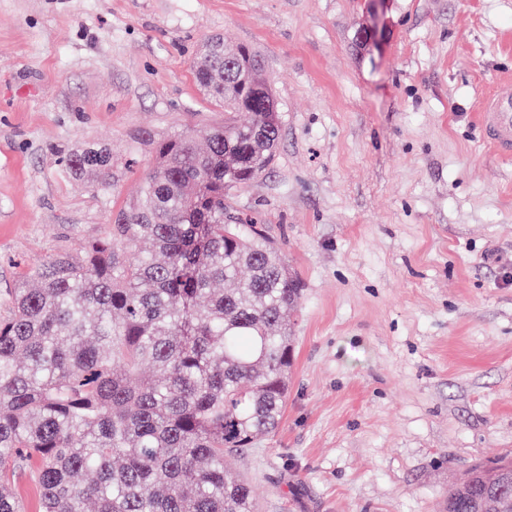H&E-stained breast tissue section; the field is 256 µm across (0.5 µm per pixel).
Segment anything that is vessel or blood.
I'll return each instance as SVG.
<instances>
[{
    "label": "vessel or blood",
    "instance_id": "b4317fda",
    "mask_svg": "<svg viewBox=\"0 0 512 512\" xmlns=\"http://www.w3.org/2000/svg\"><path fill=\"white\" fill-rule=\"evenodd\" d=\"M479 126L493 152L512 158V78H503L497 89L479 105Z\"/></svg>",
    "mask_w": 512,
    "mask_h": 512
}]
</instances>
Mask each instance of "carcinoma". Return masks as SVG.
Returning a JSON list of instances; mask_svg holds the SVG:
<instances>
[{
    "mask_svg": "<svg viewBox=\"0 0 512 512\" xmlns=\"http://www.w3.org/2000/svg\"><path fill=\"white\" fill-rule=\"evenodd\" d=\"M193 71L224 124L203 147L190 131L157 143L137 201L81 253L60 246L23 265L6 294L0 512H27L10 487L21 470L34 474L37 512H257L224 457L281 423L302 284L224 196L269 169L281 113L252 99L269 87L248 47L211 38ZM61 163L112 182L98 143ZM443 512H512V459L468 467Z\"/></svg>",
    "mask_w": 512,
    "mask_h": 512,
    "instance_id": "cac0c4a2",
    "label": "carcinoma"
}]
</instances>
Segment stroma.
<instances>
[{
    "instance_id": "1",
    "label": "stroma",
    "mask_w": 512,
    "mask_h": 512,
    "mask_svg": "<svg viewBox=\"0 0 512 512\" xmlns=\"http://www.w3.org/2000/svg\"><path fill=\"white\" fill-rule=\"evenodd\" d=\"M215 35L283 120L228 203L303 288L282 423L230 466L260 512H440L512 456V159L476 117L512 0H0V296L135 201L156 142L223 122L192 71ZM87 142L109 188L60 162Z\"/></svg>"
}]
</instances>
